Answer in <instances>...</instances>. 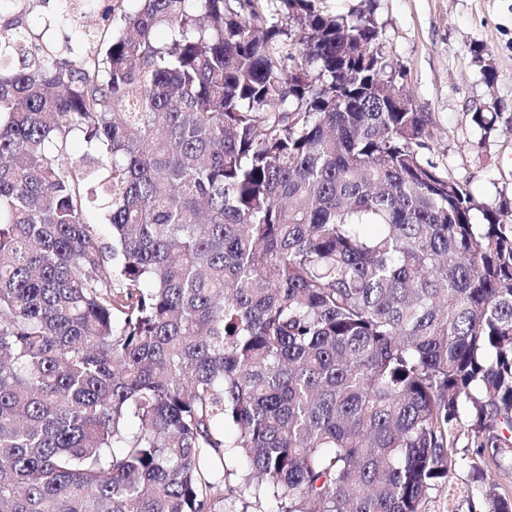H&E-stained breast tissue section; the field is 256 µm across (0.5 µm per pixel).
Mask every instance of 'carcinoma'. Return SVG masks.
Segmentation results:
<instances>
[{
    "mask_svg": "<svg viewBox=\"0 0 512 512\" xmlns=\"http://www.w3.org/2000/svg\"><path fill=\"white\" fill-rule=\"evenodd\" d=\"M134 2L93 57L0 26V512H423L464 413L512 512V211L374 17ZM243 502H249L247 504L249 506L247 508L249 512H275L277 510L276 504L264 497H260V499L257 500L253 498L249 501H242L241 498L235 494L234 496H228V498L224 500V503L218 506V511L216 512H242Z\"/></svg>",
    "mask_w": 512,
    "mask_h": 512,
    "instance_id": "obj_1",
    "label": "carcinoma"
}]
</instances>
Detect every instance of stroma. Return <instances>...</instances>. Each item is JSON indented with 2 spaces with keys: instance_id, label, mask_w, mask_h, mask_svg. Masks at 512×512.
I'll use <instances>...</instances> for the list:
<instances>
[{
  "instance_id": "obj_1",
  "label": "stroma",
  "mask_w": 512,
  "mask_h": 512,
  "mask_svg": "<svg viewBox=\"0 0 512 512\" xmlns=\"http://www.w3.org/2000/svg\"><path fill=\"white\" fill-rule=\"evenodd\" d=\"M335 14L373 13L388 57L403 65L419 109L435 136L423 157L467 182L479 202L512 209V0H323ZM27 12L49 26L42 41L83 53L109 39L119 15L73 13L62 19L61 0H0V24ZM491 65L494 81L482 67ZM496 103L485 127L475 109ZM459 463L447 483L431 490L424 512H483L472 474L475 450L468 433L457 444Z\"/></svg>"
}]
</instances>
